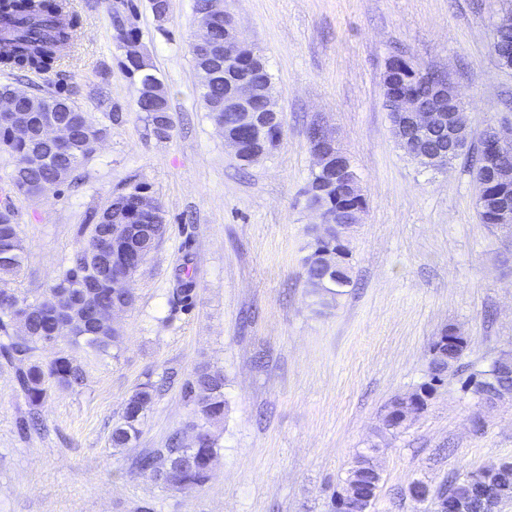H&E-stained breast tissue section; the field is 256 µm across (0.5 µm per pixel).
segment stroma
Returning <instances> with one entry per match:
<instances>
[{"mask_svg":"<svg viewBox=\"0 0 512 512\" xmlns=\"http://www.w3.org/2000/svg\"><path fill=\"white\" fill-rule=\"evenodd\" d=\"M134 2L169 94V137L137 110L112 42L113 0H71L85 38L60 73L0 70V83L31 94L75 90L76 105L110 126L75 184L39 196L13 193L0 158V198L11 196L27 248L12 288L40 295L80 246L89 210L121 188L147 184L168 225L131 282L117 347L77 351L84 385L51 392L40 430H22L29 407L0 358V512H330L336 483L373 445L382 483L371 512H436L409 496L413 481L435 489L449 473L512 461V398L489 408L462 386L512 351V251L480 222L463 161L431 171L397 146L383 89L401 55L457 86L473 135L512 125V68L490 48L512 0H230L283 119L277 149L247 166L200 96L194 0H171L163 32L147 0ZM315 124L335 134L368 198L349 239L353 284L329 307L303 268L317 220L304 196ZM186 259L196 286L180 307L172 293ZM448 328L467 342L459 372L404 428H386L390 403L428 381L430 346ZM202 364L223 371L226 408L210 478L185 492L138 460L172 434L190 439L197 416L183 386ZM149 381L162 390L139 438L112 448L125 401Z\"/></svg>","mask_w":512,"mask_h":512,"instance_id":"1","label":"stroma"}]
</instances>
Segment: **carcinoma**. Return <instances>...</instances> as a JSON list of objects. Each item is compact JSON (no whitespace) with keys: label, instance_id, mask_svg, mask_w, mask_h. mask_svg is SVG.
Masks as SVG:
<instances>
[{"label":"carcinoma","instance_id":"carcinoma-1","mask_svg":"<svg viewBox=\"0 0 512 512\" xmlns=\"http://www.w3.org/2000/svg\"><path fill=\"white\" fill-rule=\"evenodd\" d=\"M83 25L79 15L71 8L69 0H0V68L6 71L49 73L56 71L65 58L75 53L81 43ZM115 45L125 44L134 52L124 56V66L131 77L140 83L137 98L138 111L146 113V119L154 133L169 135L173 128L168 91L152 73V65L145 55L137 50L139 34L132 26H117L112 33ZM194 66L200 71L219 72L216 80L209 83L203 100L212 120L233 130L238 122L235 112L224 111V59L209 55L192 54ZM238 78H247L272 86V77L264 58L239 68ZM14 101V107L31 113L30 131L24 135L14 132L10 126L0 124V153L13 163L11 183L14 190L24 195H38L58 188L67 182L82 163L96 152L93 143L107 136L109 128L92 121L89 115L74 104L71 97H64L53 111L66 121L70 128L68 145L57 151L42 148V125L47 111L38 96L18 97L15 87L0 84V101ZM445 135L441 131L421 145L401 142L400 148L409 157L431 154L437 150ZM464 160L474 174L475 180L483 179L486 164L481 151L469 145L466 150L448 156V162ZM147 191L142 184L133 185L112 197L101 210L91 215L90 223L79 227L78 236L82 245L75 251L69 264L39 297L30 300L11 288L12 277L21 269L26 247L16 212L10 200L0 202V355L15 368L18 390L28 406L35 410L42 406L53 388L76 391L84 385L85 370L71 351L88 348L99 355H108L121 337L120 330L107 321L91 327L92 335L80 331L65 332L59 326L56 306L62 302L57 286L67 282L74 288L91 287L98 307H132L135 296L132 289L121 287L116 279L101 276L102 258L96 252L97 244L125 231L129 224H138L150 229L149 236L140 249L139 260L126 265L125 277H134L141 265L153 253L167 232L164 211L157 208L153 213L135 210L132 198ZM506 195L512 198V186L503 189L490 184L486 199L477 207L481 223L494 222L490 209L491 198ZM330 220L342 221L349 209L362 203L359 195L352 192L338 194L334 191L322 197ZM327 244L314 235L309 253L304 257L306 282L323 296L335 298L350 286V267L329 266L326 256ZM195 290V278L189 261H184L176 274L173 299L178 304L188 305ZM448 343L435 340L430 352L432 363L445 372L458 366L466 344L451 340ZM65 341L67 348L52 358L42 360L37 352L47 346L48 341ZM477 382L478 389L491 398L512 397V369L509 362L493 363L488 369L469 375L465 386ZM158 388L144 383L134 390L126 400L118 420L114 423L111 445L127 448L140 433L146 408L153 403ZM184 395L196 406L201 423L196 429V447L184 448L179 437L171 439L159 456L142 458L140 467L155 472L163 485L183 491H193L205 484L209 477L213 459L217 454V440L210 426L224 419V374L204 365L196 371L193 379L184 385ZM493 490L499 501L512 499V465L498 464L486 469ZM345 481L358 493L370 496L366 508H372L382 481L380 471L372 462L371 455L361 453ZM427 493L437 499L461 501L465 512H481L479 491L470 482V474H454L448 483Z\"/></svg>","mask_w":512,"mask_h":512}]
</instances>
